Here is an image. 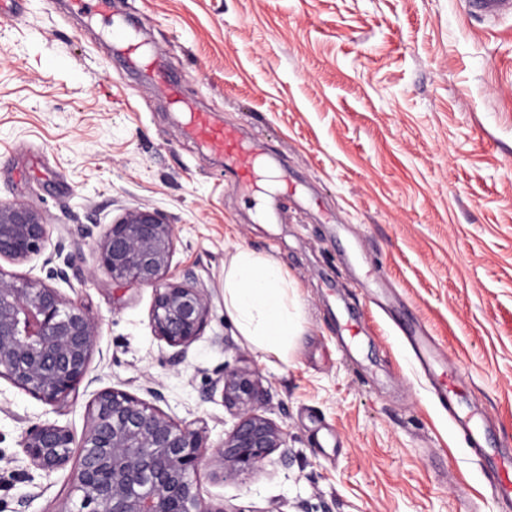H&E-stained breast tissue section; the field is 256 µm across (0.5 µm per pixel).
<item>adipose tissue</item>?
<instances>
[{
  "label": "adipose tissue",
  "mask_w": 512,
  "mask_h": 512,
  "mask_svg": "<svg viewBox=\"0 0 512 512\" xmlns=\"http://www.w3.org/2000/svg\"><path fill=\"white\" fill-rule=\"evenodd\" d=\"M224 306L242 336L287 361L303 327L295 288L276 259L246 247L230 253L224 263Z\"/></svg>",
  "instance_id": "1"
}]
</instances>
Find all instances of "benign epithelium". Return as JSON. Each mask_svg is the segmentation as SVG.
<instances>
[{
    "instance_id": "7a95c632",
    "label": "benign epithelium",
    "mask_w": 512,
    "mask_h": 512,
    "mask_svg": "<svg viewBox=\"0 0 512 512\" xmlns=\"http://www.w3.org/2000/svg\"><path fill=\"white\" fill-rule=\"evenodd\" d=\"M49 229L28 205L0 203V259L27 262L45 249ZM176 232L154 208L131 209L108 225L96 242L101 268L112 281L150 287L154 336L181 354L201 335L209 299L201 288L171 274ZM99 322L39 279H17L0 270V380L52 407L68 402L89 379ZM215 386L235 422L223 442L208 444L206 431L172 418L125 390L97 391L86 428L73 432L55 422L27 425L19 441L33 468H65L78 445L73 488L81 492L65 512H231L201 494L200 471L223 479L263 469L287 445L288 432L262 411L266 390L257 371L224 367Z\"/></svg>"
}]
</instances>
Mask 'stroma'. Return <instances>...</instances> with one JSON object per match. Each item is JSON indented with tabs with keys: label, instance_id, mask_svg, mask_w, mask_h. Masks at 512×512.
<instances>
[{
	"label": "stroma",
	"instance_id": "obj_1",
	"mask_svg": "<svg viewBox=\"0 0 512 512\" xmlns=\"http://www.w3.org/2000/svg\"><path fill=\"white\" fill-rule=\"evenodd\" d=\"M114 23L146 41L150 69L120 60ZM173 83L257 140L261 194L236 189L188 134ZM13 201L43 214L49 239L42 257L0 269L43 280L69 259L51 285L100 336L93 385L60 410L0 382V512H64L72 470L31 467L23 424L82 435L103 388H158L162 410L219 445L234 424L213 387L227 364L258 372L288 462L226 482L203 469L206 501L502 512L402 336H432L440 371H459L460 395L512 450V18L484 21L463 0H112L104 20L70 0H18L0 18V203ZM136 207L168 216L172 273L209 296L182 354L151 331V288L98 267L102 226ZM238 246L279 260L297 286L304 333L287 361L224 308Z\"/></svg>",
	"mask_w": 512,
	"mask_h": 512
}]
</instances>
